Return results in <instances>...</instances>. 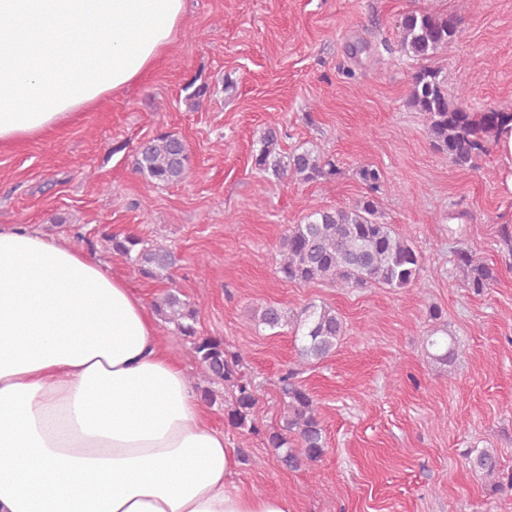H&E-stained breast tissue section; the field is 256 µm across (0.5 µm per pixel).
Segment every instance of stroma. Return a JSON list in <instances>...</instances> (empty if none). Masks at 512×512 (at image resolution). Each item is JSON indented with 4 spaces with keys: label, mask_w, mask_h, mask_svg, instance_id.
<instances>
[{
    "label": "stroma",
    "mask_w": 512,
    "mask_h": 512,
    "mask_svg": "<svg viewBox=\"0 0 512 512\" xmlns=\"http://www.w3.org/2000/svg\"><path fill=\"white\" fill-rule=\"evenodd\" d=\"M451 14L456 39L427 60L400 50L411 11ZM449 92L467 88L474 110L512 109V0H186L175 43L131 87L61 127L0 144V225L27 224L75 244L145 303L169 287L199 308L197 330L247 354L260 386L254 418L276 425L278 377L296 361L291 329L256 327L267 304H324L347 332L335 354L299 379L319 403L328 448L305 469L284 468L259 437L211 425L245 449L241 488L281 495L291 512H512L465 454L495 449L512 471V271L498 227L512 224V194L495 150L454 166L432 146L407 104L420 66ZM278 128L284 151L334 161V179H267L252 154ZM166 132L189 150L186 178L148 183L135 166L142 140ZM381 174L378 190L361 175ZM373 196L384 222L422 250V289L300 285L280 279L275 245L316 209ZM172 249L171 280L142 277L109 250L102 230ZM497 267L482 294L466 288L454 251ZM458 346L433 362L430 308Z\"/></svg>",
    "instance_id": "1"
}]
</instances>
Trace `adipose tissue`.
Listing matches in <instances>:
<instances>
[{"instance_id":"ef3b65f1","label":"adipose tissue","mask_w":512,"mask_h":512,"mask_svg":"<svg viewBox=\"0 0 512 512\" xmlns=\"http://www.w3.org/2000/svg\"><path fill=\"white\" fill-rule=\"evenodd\" d=\"M185 0H0V143L135 84ZM239 460L139 294L68 242L0 225V512H290Z\"/></svg>"}]
</instances>
